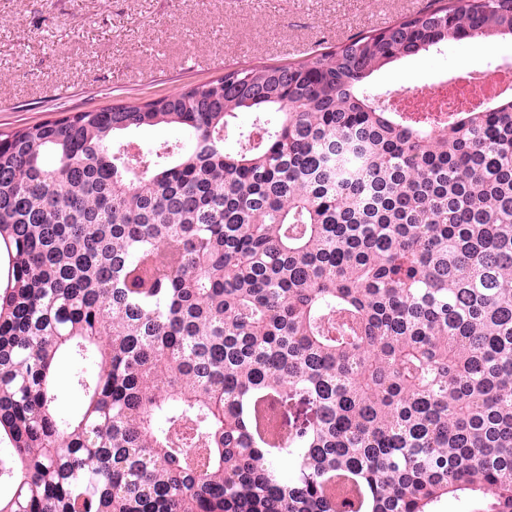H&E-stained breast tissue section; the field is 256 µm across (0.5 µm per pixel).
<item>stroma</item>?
<instances>
[{
    "label": "stroma",
    "instance_id": "stroma-1",
    "mask_svg": "<svg viewBox=\"0 0 512 512\" xmlns=\"http://www.w3.org/2000/svg\"><path fill=\"white\" fill-rule=\"evenodd\" d=\"M432 0H0V132L281 64L427 10ZM443 50L371 78L382 101L468 67Z\"/></svg>",
    "mask_w": 512,
    "mask_h": 512
}]
</instances>
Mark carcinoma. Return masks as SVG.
I'll return each mask as SVG.
<instances>
[{
  "mask_svg": "<svg viewBox=\"0 0 512 512\" xmlns=\"http://www.w3.org/2000/svg\"><path fill=\"white\" fill-rule=\"evenodd\" d=\"M435 3L0 134V512H512V96L368 86L512 39ZM469 64V58L452 53L448 47L438 53L394 63L371 78L369 85L381 101L391 104L390 99L396 91L430 89L440 80L450 77L454 69L465 68Z\"/></svg>",
  "mask_w": 512,
  "mask_h": 512,
  "instance_id": "1",
  "label": "carcinoma"
}]
</instances>
